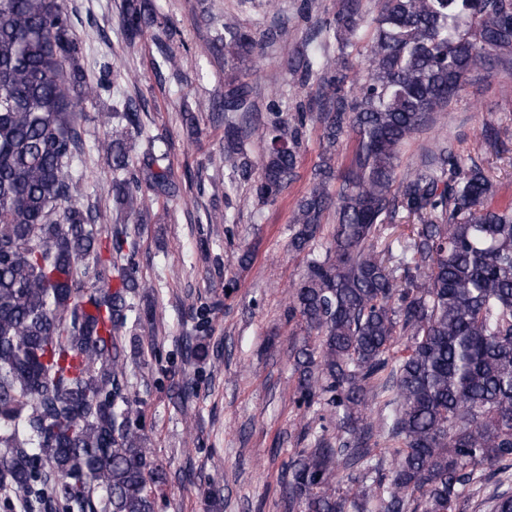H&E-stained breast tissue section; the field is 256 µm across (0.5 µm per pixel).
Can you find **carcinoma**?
Listing matches in <instances>:
<instances>
[{
  "label": "carcinoma",
  "mask_w": 512,
  "mask_h": 512,
  "mask_svg": "<svg viewBox=\"0 0 512 512\" xmlns=\"http://www.w3.org/2000/svg\"><path fill=\"white\" fill-rule=\"evenodd\" d=\"M300 0L303 48L287 63L305 99L288 113L263 102L253 74L262 47L288 39L284 20L263 31L224 23L202 48L224 46V155L232 177L255 183L258 204L277 202L297 177L309 127L322 153L291 217L290 246L304 252L334 224L324 258L309 260L288 316L309 339L294 354L297 403L324 402L336 438L319 436L288 465L283 491L302 512H455L489 477L512 469V200L448 144L397 179L403 144L430 127L481 69L512 70V0H335L312 15ZM127 43L162 33L155 65L175 67L177 29L153 0H127ZM335 48L336 58L329 56ZM63 0H0V508L3 512H155L165 473L144 447L127 394L123 329L140 282L129 225L173 196L171 143L143 136L141 98L123 94L98 113L112 132L97 141L112 168L113 234L81 202L73 163L88 143L83 105L110 92L114 67L95 84ZM187 136L200 102L179 105ZM261 126L255 167L245 142ZM357 149L336 175V146ZM403 211L417 237L395 269L378 252L380 226ZM405 341L406 354L394 347ZM391 393L378 425L369 397ZM379 432L393 442L371 463ZM348 472V494L336 493ZM477 507L512 512V474Z\"/></svg>",
  "instance_id": "obj_1"
}]
</instances>
